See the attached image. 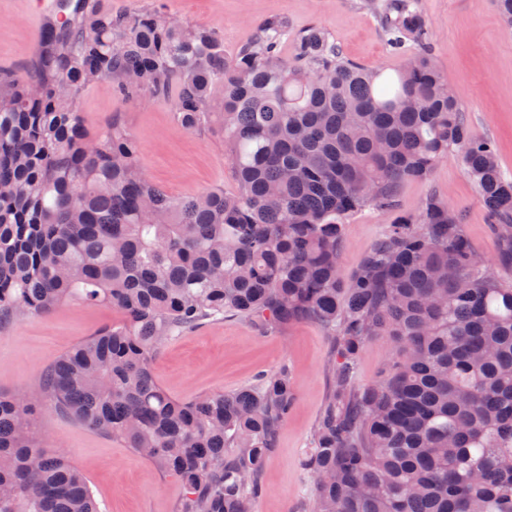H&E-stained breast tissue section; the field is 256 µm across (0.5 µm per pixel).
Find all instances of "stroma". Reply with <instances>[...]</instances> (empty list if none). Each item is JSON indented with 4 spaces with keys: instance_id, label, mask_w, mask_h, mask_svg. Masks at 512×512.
<instances>
[{
    "instance_id": "35a3bbf8",
    "label": "stroma",
    "mask_w": 512,
    "mask_h": 512,
    "mask_svg": "<svg viewBox=\"0 0 512 512\" xmlns=\"http://www.w3.org/2000/svg\"><path fill=\"white\" fill-rule=\"evenodd\" d=\"M167 5L182 20L219 30L229 55L254 37L260 22L277 18L295 29L318 24L344 57L366 69L389 71L403 61L388 45L368 0H167ZM419 5L433 33V56L468 123L495 142L500 166L512 179V32L494 0H419ZM41 26L27 0H0L1 71L31 67ZM81 111L92 132L112 117L123 119L138 142L145 175L172 196L188 197L216 186L234 191L221 136L179 129L170 103L124 101L111 80L104 79L87 90ZM432 195L460 214L474 252L503 278L512 279V268L498 261V243L486 209L457 155L443 159L427 178L405 181L400 209L418 213ZM388 222L387 215L373 209L348 220L339 255L343 275L360 266ZM120 319L111 307L71 300L50 314L1 325L0 392L20 397L37 392L53 363ZM395 354L396 345L388 338L368 341L355 385L375 381ZM333 355L330 336L313 322L263 333L248 320L231 316L167 342L151 368L158 383L177 399L231 392L262 374L287 370L294 402L277 431L276 447L262 474L264 492L254 512H310L315 480L302 458L324 408ZM35 438L82 472L102 512H174L180 490L172 479L131 449L57 413L51 405H44L35 417Z\"/></svg>"
}]
</instances>
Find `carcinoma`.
<instances>
[{
  "mask_svg": "<svg viewBox=\"0 0 512 512\" xmlns=\"http://www.w3.org/2000/svg\"><path fill=\"white\" fill-rule=\"evenodd\" d=\"M378 16L391 48L411 51L390 74L345 59L315 24L264 22L228 57L218 31L164 3L96 0L40 28L32 69L0 74V324L68 300L120 313L46 370L42 392L175 479V512H250L294 400L284 370L185 400L155 380L167 339L228 315L262 330L309 320L334 341L304 453L312 512H512V283L448 203L406 215L397 199L455 152L512 263V180L433 60L417 0H382ZM102 79L127 102L171 101L186 132H220L236 191L173 198L121 119L88 131L81 99ZM366 208L391 222L345 279V224ZM376 336L397 359L359 389ZM40 404L0 393V512H101L35 440Z\"/></svg>",
  "mask_w": 512,
  "mask_h": 512,
  "instance_id": "obj_1",
  "label": "carcinoma"
}]
</instances>
